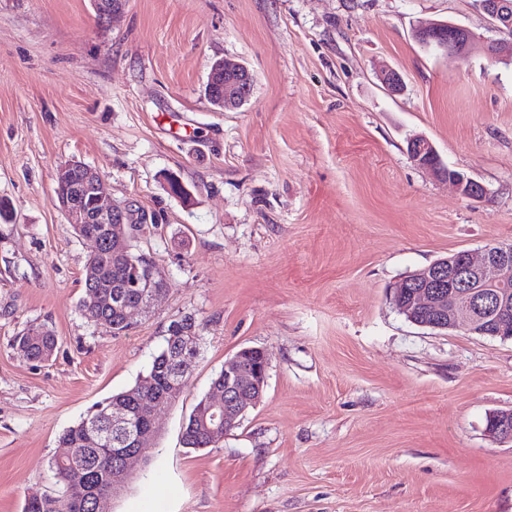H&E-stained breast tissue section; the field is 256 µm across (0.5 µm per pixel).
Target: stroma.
<instances>
[{"mask_svg": "<svg viewBox=\"0 0 512 512\" xmlns=\"http://www.w3.org/2000/svg\"><path fill=\"white\" fill-rule=\"evenodd\" d=\"M434 20L492 35L475 0H126L104 22L93 0H0V512L56 492L63 430L142 381L186 316L201 355L108 512H512V443L484 432L512 409V340L392 302L449 253L512 243V61L424 47ZM224 59L254 77L234 110L204 93ZM413 135L486 197L415 165ZM71 161L158 217L131 245L169 287L116 336L82 315L93 244L52 203ZM31 325L58 340L48 361L10 344ZM245 347L267 355L262 399L184 447Z\"/></svg>", "mask_w": 512, "mask_h": 512, "instance_id": "35a3bbf8", "label": "stroma"}]
</instances>
